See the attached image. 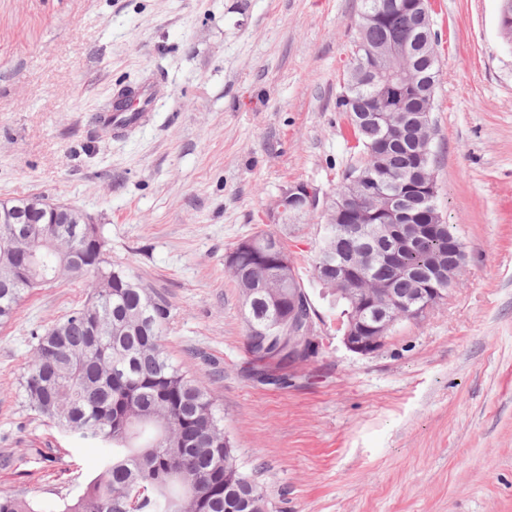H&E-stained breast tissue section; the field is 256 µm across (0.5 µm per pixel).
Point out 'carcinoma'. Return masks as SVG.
Returning <instances> with one entry per match:
<instances>
[{"mask_svg": "<svg viewBox=\"0 0 512 512\" xmlns=\"http://www.w3.org/2000/svg\"><path fill=\"white\" fill-rule=\"evenodd\" d=\"M422 33L412 0H364L342 99L358 158L327 201L303 213L319 211L334 227L313 263V280L346 304L344 326L358 314L354 299L385 285L400 301L391 308L394 320L410 319L402 303L427 286L454 287L466 263L462 240L432 199L409 200L428 230L403 253L401 272L383 260L372 237L383 195L409 181H435L432 113L414 102L411 123L391 109L386 123L377 125L359 121L347 98L377 104L379 86L361 84L358 69L372 64L374 48L392 40L415 48L409 65L422 82L437 81L440 60L427 57ZM345 200L359 215L343 217L338 205ZM271 238L257 233L229 253L247 315L248 352L264 364L277 345L288 348L291 301L306 296L297 274L283 276L273 259L261 258L253 247ZM30 250L42 255L48 279L63 272L88 281L90 291L37 338L21 379L23 398L56 427L109 445L99 474L60 512H225L226 488L246 498L249 512H267L265 493L236 463L207 382L169 361L168 306L111 266L102 225L87 228L80 243L71 240L69 224L54 225L50 238L0 242V322L10 321L24 294L36 288L16 268L18 257ZM348 259L362 264L354 280L340 275ZM0 512L44 510L35 497L1 491Z\"/></svg>", "mask_w": 512, "mask_h": 512, "instance_id": "carcinoma-1", "label": "carcinoma"}]
</instances>
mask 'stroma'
<instances>
[{
	"instance_id": "obj_1",
	"label": "stroma",
	"mask_w": 512,
	"mask_h": 512,
	"mask_svg": "<svg viewBox=\"0 0 512 512\" xmlns=\"http://www.w3.org/2000/svg\"><path fill=\"white\" fill-rule=\"evenodd\" d=\"M362 0H0V201L45 196L102 224L114 266L165 301V350L206 377L268 512H512V42L501 0H432L441 67L435 204L467 262L446 300L349 351L311 278L325 223L270 218L281 188L329 193L355 156L340 106ZM153 83L149 118L98 113ZM285 241L318 354L258 381L225 258ZM67 278L0 323V490L76 497L103 445L20 394L38 333L84 301Z\"/></svg>"
}]
</instances>
